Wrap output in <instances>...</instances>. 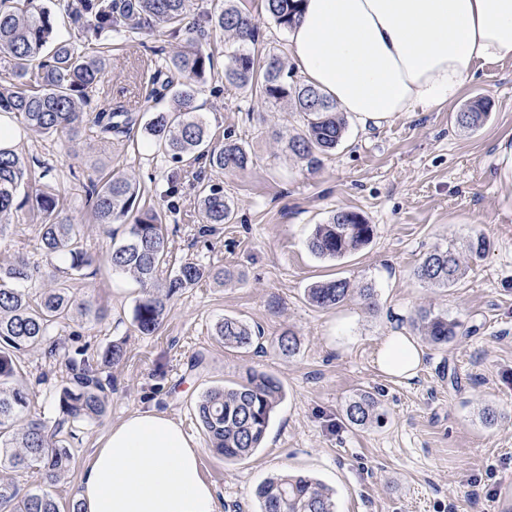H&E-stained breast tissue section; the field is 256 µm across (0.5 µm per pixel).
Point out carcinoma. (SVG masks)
<instances>
[{"mask_svg": "<svg viewBox=\"0 0 512 512\" xmlns=\"http://www.w3.org/2000/svg\"><path fill=\"white\" fill-rule=\"evenodd\" d=\"M301 0H263L268 17L279 28H291ZM192 0H0V112L11 114L24 129L38 136L73 139L89 129L105 142L142 125L153 148L184 166L204 163L220 173L245 169L250 157L237 140L211 143L206 122L196 105L200 83L213 68L210 40L224 32L235 40L224 66V80L274 101H287L306 116L307 128L288 139V148L311 168L321 156L341 143L346 122L336 105L309 84L290 83L289 71L277 54L261 56L252 50L257 22L236 0H216L208 10L187 21ZM73 26L68 39L57 36L60 19ZM166 28L180 40V47L155 64L147 97L171 96L170 111L151 113L142 120L133 109L117 108L95 114L86 111L103 90L112 57V35L143 34ZM489 115L488 103L477 99L456 115L467 130L480 127ZM48 171L33 174L17 150L0 149V231L12 223L22 208L39 221L40 246L49 266L44 273L17 254L0 263V471L34 469L42 488L20 492L0 484V512H60L47 488L64 479L75 465L66 446L75 425L94 421L106 409L105 388L98 367L87 348L68 355L71 373L57 399L58 416L52 432L39 420L24 419L29 393L22 379L20 356L43 346L58 348L54 331L74 312L100 318L104 311L91 301L76 302L71 284L84 276L94 256L81 241L78 225L62 218V203L55 190L40 185ZM200 210L206 224H226L234 203L213 184L200 190ZM140 188L125 174L89 179L88 223L107 227L126 225L123 239L112 243L109 264L115 273L128 274L142 288L134 307V324L144 336L162 325L169 300L201 281L224 283L232 273L222 266L185 262L167 266L166 214L140 206ZM376 228L359 213L337 210L324 224L315 226L308 248L320 258L341 259L366 246ZM465 274L455 248L437 246L414 270L415 277L433 286L448 288ZM42 280L46 286L34 296L26 284ZM351 294L350 282L335 279L307 289L308 300L323 309L342 304ZM413 325L436 347H445L456 336L457 324L445 315L420 311ZM224 346L249 349L262 340L261 331L236 318L226 317L215 327ZM282 355L299 351L300 341L290 330L277 340ZM284 396L274 376L249 368L234 387L206 390L195 404V416L214 450L227 463L242 461L261 447L271 418ZM354 427L384 422L386 412L378 398L367 391L355 395L344 408ZM259 512H336L328 488L302 474H282L256 490Z\"/></svg>", "mask_w": 512, "mask_h": 512, "instance_id": "obj_1", "label": "carcinoma"}]
</instances>
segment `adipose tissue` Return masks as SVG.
<instances>
[{
  "mask_svg": "<svg viewBox=\"0 0 512 512\" xmlns=\"http://www.w3.org/2000/svg\"><path fill=\"white\" fill-rule=\"evenodd\" d=\"M289 52L305 82L342 112H427L455 102L479 66L512 55V0H304ZM421 363L399 332L376 354L382 373L403 380ZM201 457L180 423L134 412L91 454L82 512H219Z\"/></svg>",
  "mask_w": 512,
  "mask_h": 512,
  "instance_id": "obj_1",
  "label": "adipose tissue"
}]
</instances>
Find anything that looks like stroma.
<instances>
[{
	"mask_svg": "<svg viewBox=\"0 0 512 512\" xmlns=\"http://www.w3.org/2000/svg\"><path fill=\"white\" fill-rule=\"evenodd\" d=\"M174 47L160 31L113 37L108 82L90 111L169 108L170 100H146L141 73ZM229 48L227 36H213L214 69L198 103L214 143L229 135L246 148L251 162L243 170L189 168L169 198L174 164L141 138L107 144L85 131L71 142L26 134L17 140L19 153L54 169L44 183L65 194L66 216L85 210L89 179L123 173L138 182L142 204L174 206L167 217L171 265L195 261L235 272L225 284L204 281L174 296L159 332L142 336L133 323L139 284L112 272L106 228L84 225L83 240L97 261L72 292L103 307L105 316L59 325L56 354L22 356L29 415L54 423L57 395L70 376L66 348L82 344L94 356L120 341L126 357L100 370L105 416L78 425L69 442L75 467L51 489L61 512L76 499L98 441L146 409L180 422L202 447V475L216 490L220 512H258V485L284 472L320 480L333 491L336 512H501L502 481L512 475V155L501 147L512 141V56L481 67L448 106L366 123L346 115L344 141L313 169L288 148L289 137L305 129L303 114L225 81ZM479 97L490 104L487 119L476 130L462 129L457 112ZM207 182L223 187L235 212L230 223L204 234L199 188ZM338 209L363 214L375 236L342 260L319 258L308 239ZM479 235L489 242L481 257L468 248ZM447 244L458 253L463 278L450 288L418 281L413 272L425 253ZM19 253L45 262L38 226L23 209L0 235V262ZM333 278L348 280L352 295L333 309L310 304L307 288ZM366 287L373 301L361 296ZM422 308L457 322L448 347L432 346L413 326ZM227 316L259 328L261 349L225 348L214 327ZM287 330L300 340L292 357L276 343ZM396 331L422 351L409 382L375 364L379 343ZM251 367L277 377L285 397L262 448L228 464L208 450L194 406L206 389L240 381ZM362 391L379 393L387 411L382 425L359 429L344 419L346 402ZM487 407L502 414L498 425L483 424Z\"/></svg>",
	"mask_w": 512,
	"mask_h": 512,
	"instance_id": "35a3bbf8",
	"label": "stroma"
}]
</instances>
